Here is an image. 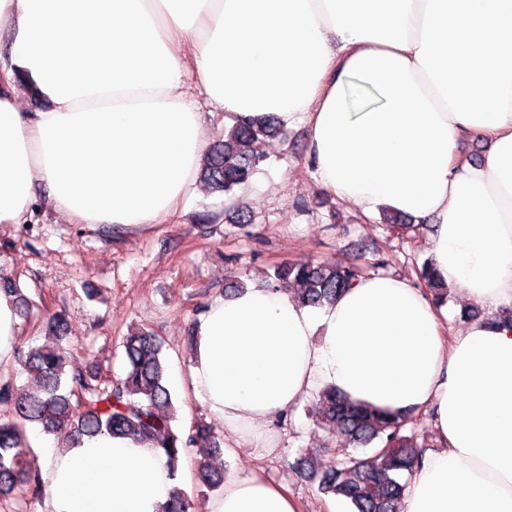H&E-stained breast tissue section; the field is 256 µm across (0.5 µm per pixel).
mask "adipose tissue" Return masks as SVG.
I'll use <instances>...</instances> for the list:
<instances>
[{
    "mask_svg": "<svg viewBox=\"0 0 512 512\" xmlns=\"http://www.w3.org/2000/svg\"><path fill=\"white\" fill-rule=\"evenodd\" d=\"M2 30L0 224L25 223L39 185L76 224L176 215L207 145L200 93L229 118L304 122L319 186L364 218L431 225V268L484 319L446 337V304L385 274L318 310L251 284L209 302L189 384L238 448H272L271 423L324 387L430 412L438 448L403 512H512V0H0ZM21 73L42 112L20 111ZM466 140L489 142L481 161ZM32 439L45 512H160L175 486L167 455L129 437ZM209 512L300 504L253 472Z\"/></svg>",
    "mask_w": 512,
    "mask_h": 512,
    "instance_id": "obj_1",
    "label": "adipose tissue"
}]
</instances>
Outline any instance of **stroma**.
<instances>
[{
    "instance_id": "stroma-1",
    "label": "stroma",
    "mask_w": 512,
    "mask_h": 512,
    "mask_svg": "<svg viewBox=\"0 0 512 512\" xmlns=\"http://www.w3.org/2000/svg\"><path fill=\"white\" fill-rule=\"evenodd\" d=\"M260 148L266 156L260 171L234 192L235 210L250 224L232 223L223 197L205 185L177 216L141 231L74 224L40 199L29 223L0 224V258L43 313L64 310L73 319V356L110 375L120 371L119 343L133 325L162 336L169 373L186 372L188 330L209 300L229 286L267 278L283 262L363 265L385 254L387 274L414 277L426 259L424 232L397 238L379 224L359 221L354 209L321 190L307 162L302 126L283 127ZM202 213L211 214L210 223H198ZM313 403L306 398L272 425V453L238 449L225 459V472H263L288 487L302 512H330L331 500L290 467L303 452L321 472L334 469L341 457L335 436L311 416Z\"/></svg>"
}]
</instances>
